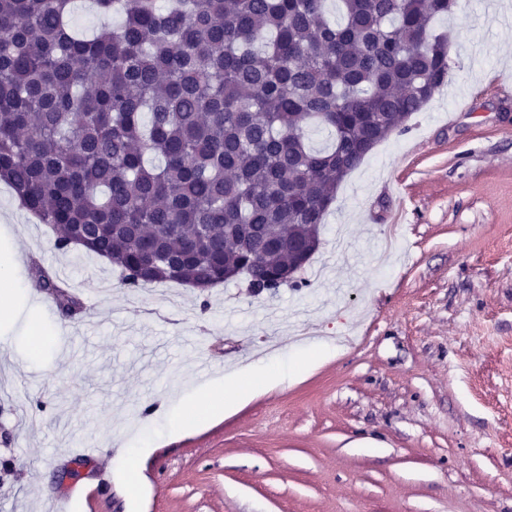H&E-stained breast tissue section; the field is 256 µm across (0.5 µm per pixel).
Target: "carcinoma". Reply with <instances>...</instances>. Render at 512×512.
I'll return each instance as SVG.
<instances>
[{"label": "carcinoma", "instance_id": "carcinoma-1", "mask_svg": "<svg viewBox=\"0 0 512 512\" xmlns=\"http://www.w3.org/2000/svg\"><path fill=\"white\" fill-rule=\"evenodd\" d=\"M72 2L0 0V181L125 288L244 268L276 291L344 178L448 78L431 23L453 0H94L123 21L93 38Z\"/></svg>", "mask_w": 512, "mask_h": 512}]
</instances>
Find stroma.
I'll return each mask as SVG.
<instances>
[{
  "instance_id": "stroma-1",
  "label": "stroma",
  "mask_w": 512,
  "mask_h": 512,
  "mask_svg": "<svg viewBox=\"0 0 512 512\" xmlns=\"http://www.w3.org/2000/svg\"><path fill=\"white\" fill-rule=\"evenodd\" d=\"M433 27L447 84L342 182L301 287L124 288L0 182L19 284L0 323V512L67 496L73 512H512V0H457ZM38 266L95 318L65 315ZM261 359L290 380L223 420L165 439L142 414ZM130 438L134 496L113 463ZM80 440L101 452L75 473Z\"/></svg>"
}]
</instances>
